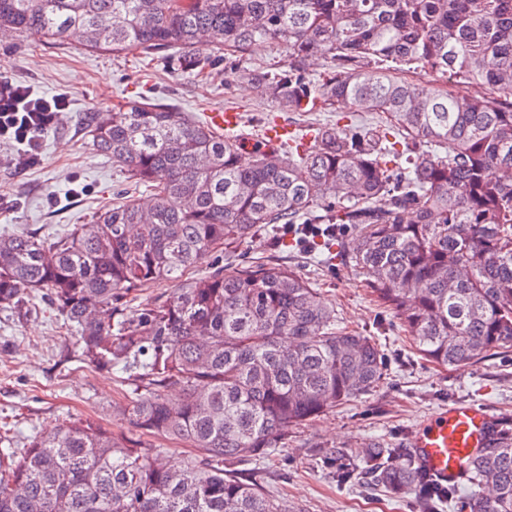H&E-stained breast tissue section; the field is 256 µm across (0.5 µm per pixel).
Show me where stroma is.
Wrapping results in <instances>:
<instances>
[{
    "label": "stroma",
    "instance_id": "stroma-1",
    "mask_svg": "<svg viewBox=\"0 0 512 512\" xmlns=\"http://www.w3.org/2000/svg\"><path fill=\"white\" fill-rule=\"evenodd\" d=\"M0 75L69 100L68 111L44 137L40 164L26 166L15 147L0 144V231H63L91 220L126 188L125 175L91 150L78 128L80 113L92 107L105 110L149 96L196 116L233 110L243 115L247 136L242 148L247 152L269 122L301 132L337 119L333 112L282 111L258 99L248 79L220 64L200 81L173 71L165 59L150 60L134 50L119 56L89 52L76 35L0 46ZM51 195L56 204H48ZM235 257L278 260L313 280L344 325L374 338L384 361L383 378L373 391L291 428L286 447L243 470V478L263 486L290 512H416L411 495L392 499L380 489L337 484L329 458L342 449L356 453L373 441L409 447L422 423L457 401L475 403L495 419L512 420V352L501 351L480 363L436 367L417 353L362 275L339 259H319L310 246L295 242L281 245L278 233L268 230L258 231ZM128 388L126 374L92 368L82 360L68 328L53 312L43 308L22 318L0 310V427L10 428L16 447L64 420L92 417L107 428H125L112 408L124 403Z\"/></svg>",
    "mask_w": 512,
    "mask_h": 512
}]
</instances>
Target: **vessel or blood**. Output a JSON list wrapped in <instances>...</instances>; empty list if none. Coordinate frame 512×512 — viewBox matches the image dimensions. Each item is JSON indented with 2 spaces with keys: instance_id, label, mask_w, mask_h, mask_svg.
I'll return each instance as SVG.
<instances>
[{
  "instance_id": "obj_1",
  "label": "vessel or blood",
  "mask_w": 512,
  "mask_h": 512,
  "mask_svg": "<svg viewBox=\"0 0 512 512\" xmlns=\"http://www.w3.org/2000/svg\"><path fill=\"white\" fill-rule=\"evenodd\" d=\"M492 422L475 404L453 403L418 428L411 440L413 454L434 480L456 483L469 459L489 445Z\"/></svg>"
}]
</instances>
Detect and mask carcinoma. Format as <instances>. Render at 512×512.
<instances>
[{
  "label": "carcinoma",
  "mask_w": 512,
  "mask_h": 512,
  "mask_svg": "<svg viewBox=\"0 0 512 512\" xmlns=\"http://www.w3.org/2000/svg\"><path fill=\"white\" fill-rule=\"evenodd\" d=\"M82 31L98 53L175 50L199 78L261 44L288 69L255 68L256 96L287 112L358 106L383 125L319 124L279 151L241 144L159 99L81 114L91 146L134 191L53 238L0 234V309L47 303L91 367L134 377L129 426L195 449L174 468L158 448L98 422L68 421L0 454V512H288L238 466L289 428L372 391L376 341L341 326L315 285L280 263L186 272L270 224H343L323 243L438 366L512 348V0H0V39ZM213 44L202 56L196 44ZM412 65L406 81L385 64ZM480 82L490 96L439 83ZM152 202L144 207L135 190ZM171 284L130 309L123 298ZM182 400L173 407L166 391ZM336 481L362 476L422 512H512V427L496 424L468 468L441 485L407 448L375 442Z\"/></svg>",
  "instance_id": "carcinoma-1"
}]
</instances>
